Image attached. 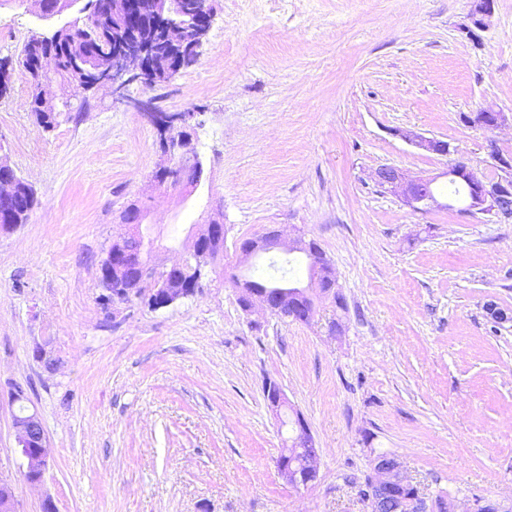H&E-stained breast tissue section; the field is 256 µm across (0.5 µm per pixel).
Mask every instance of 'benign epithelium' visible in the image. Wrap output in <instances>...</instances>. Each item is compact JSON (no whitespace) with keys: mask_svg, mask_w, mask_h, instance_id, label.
<instances>
[{"mask_svg":"<svg viewBox=\"0 0 512 512\" xmlns=\"http://www.w3.org/2000/svg\"><path fill=\"white\" fill-rule=\"evenodd\" d=\"M158 18L173 13V10L189 8L188 0H151ZM494 0H475L471 13L473 26L481 29L493 14ZM213 21V13L207 11L199 16L197 25L189 34L175 22L165 25L162 34L165 39V51L160 52L154 43L144 36L142 28L125 25L114 39L112 52L106 60L87 69L78 70L80 89L87 91L101 85L112 87V93L123 95L126 87L141 81L149 84V79L160 69L168 78L179 74V70L169 66L173 56L180 60L197 59ZM135 106L147 111V116L155 121L162 130L159 150L164 157L155 172L154 180L173 190L187 195L194 192L197 185L187 184L181 180L179 170L183 163L192 162L198 170L203 164L196 151L194 141L198 124L191 122L194 113L173 119L160 112L148 111L147 105L137 102ZM470 124H477L489 132L503 126L512 125V115L505 112L486 111L471 119ZM400 136L415 147L447 156L451 153L447 141L434 137H425L413 132H402ZM486 163L495 170L496 177L486 179L463 162L448 166L445 175L465 181L471 188V196L466 205L470 214H492L500 219H512V155L505 152L498 139L490 136L485 140ZM378 187L397 195L405 206L414 212L425 211L440 205L432 192L434 179L410 176L393 166H381L373 173ZM148 210L139 201L130 203L122 215L121 223L129 226L130 232L113 241L106 259L100 267V282L103 287L101 303L110 307L135 297L149 308L158 310L166 308L180 299L193 296L203 287L204 280L211 270V261L223 250L224 225L213 219L199 226L190 243L189 255L171 265L157 264L151 261L153 240L147 229L143 228ZM137 238L141 241L139 250L131 251L126 247L128 240ZM311 248V257L320 256L321 250L313 239L296 236L283 241V234L277 228H269L255 238L242 241L239 245L241 259L247 261L259 252L284 247L297 251L302 246ZM189 272L191 280L186 288L174 293L166 288L167 276L173 272ZM238 304L247 313L259 307L263 311L279 318L295 322L310 321L316 311V300L328 296L318 289H306L302 295L307 304L303 305L295 295L272 292L268 288H249L246 281L236 280ZM264 398L268 407L280 413L288 405L283 388L275 381H267ZM17 451L26 463L28 482L32 485L41 483L47 467L48 448L45 430L41 420L34 413L23 412L14 415ZM292 429L285 440V446L277 460V470L283 480L297 490L312 487L319 475V454L310 426L300 413L291 419ZM373 475L370 485V512H448L443 502L428 503L420 488L404 475L400 463L393 456H376L371 462ZM0 512H16V499L11 491V483L0 476Z\"/></svg>","mask_w":512,"mask_h":512,"instance_id":"obj_1","label":"benign epithelium"}]
</instances>
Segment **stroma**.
<instances>
[{"label": "stroma", "instance_id": "stroma-1", "mask_svg": "<svg viewBox=\"0 0 512 512\" xmlns=\"http://www.w3.org/2000/svg\"><path fill=\"white\" fill-rule=\"evenodd\" d=\"M198 60L169 83L84 92V112L43 131L32 78L7 73L0 148L38 203L0 231V476L18 512H369L373 457L395 455L429 499L466 512L512 507V220L434 207L416 213L379 188L390 165L437 176L451 159L485 178L483 110L512 113V0H495L479 41L473 0H212ZM78 8L47 17L0 0V59ZM199 112L204 173L188 197L153 182L158 134L131 100ZM413 131L454 147L421 150ZM148 208L153 258L176 260L201 223L223 221L224 251L193 297L160 310L102 309L99 269L120 214ZM320 245L345 310L320 301L298 323L238 305L235 277L287 266L276 250L242 262L238 241L268 227ZM341 319L342 335L330 333ZM44 348L55 372L36 361ZM283 388L320 450L314 487L276 462L287 428L263 384ZM22 387L13 405L9 393ZM37 414L43 480L30 485L13 416Z\"/></svg>", "mask_w": 512, "mask_h": 512}]
</instances>
